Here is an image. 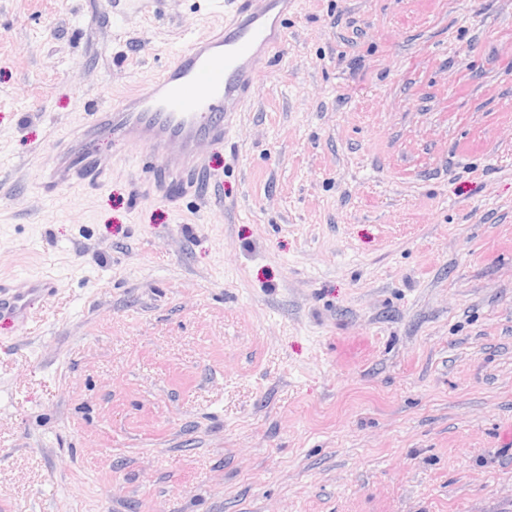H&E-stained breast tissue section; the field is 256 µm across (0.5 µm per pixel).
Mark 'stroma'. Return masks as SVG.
Here are the masks:
<instances>
[{
  "instance_id": "1",
  "label": "stroma",
  "mask_w": 512,
  "mask_h": 512,
  "mask_svg": "<svg viewBox=\"0 0 512 512\" xmlns=\"http://www.w3.org/2000/svg\"><path fill=\"white\" fill-rule=\"evenodd\" d=\"M209 0H0V512H512V0H298L208 176L51 183ZM52 283L44 280L0 284V318L25 326L32 313L52 295Z\"/></svg>"
}]
</instances>
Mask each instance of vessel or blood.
Instances as JSON below:
<instances>
[{
	"label": "vessel or blood",
	"instance_id": "vessel-or-blood-1",
	"mask_svg": "<svg viewBox=\"0 0 512 512\" xmlns=\"http://www.w3.org/2000/svg\"><path fill=\"white\" fill-rule=\"evenodd\" d=\"M296 6L297 0H212V10L224 16L221 29L190 38L132 95L95 106L83 137L57 155L54 183H73L87 171L106 175L111 159L91 149L101 136L120 150L148 152L169 181L203 173L210 146L228 137L256 94L259 65L274 57ZM52 292L44 280L0 284V318L25 326Z\"/></svg>",
	"mask_w": 512,
	"mask_h": 512
}]
</instances>
